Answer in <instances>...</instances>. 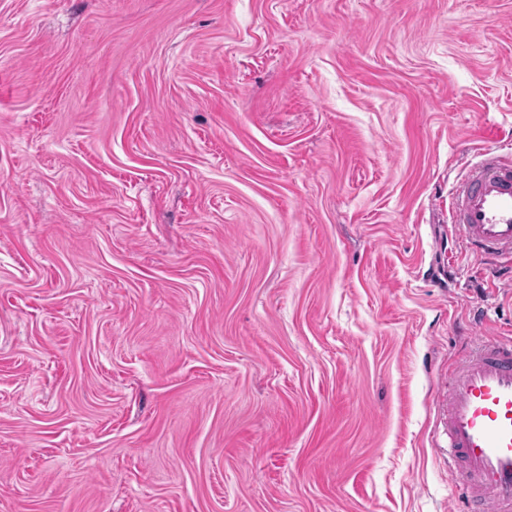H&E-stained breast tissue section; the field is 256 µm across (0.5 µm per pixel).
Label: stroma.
Listing matches in <instances>:
<instances>
[{"instance_id":"35a3bbf8","label":"stroma","mask_w":512,"mask_h":512,"mask_svg":"<svg viewBox=\"0 0 512 512\" xmlns=\"http://www.w3.org/2000/svg\"><path fill=\"white\" fill-rule=\"evenodd\" d=\"M482 147L512 0H0V512H452Z\"/></svg>"}]
</instances>
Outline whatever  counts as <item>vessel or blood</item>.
Here are the masks:
<instances>
[{"label": "vessel or blood", "instance_id": "1", "mask_svg": "<svg viewBox=\"0 0 512 512\" xmlns=\"http://www.w3.org/2000/svg\"><path fill=\"white\" fill-rule=\"evenodd\" d=\"M454 235L512 262V160L485 149L450 198ZM457 512H512V337L477 338L439 393Z\"/></svg>", "mask_w": 512, "mask_h": 512}]
</instances>
